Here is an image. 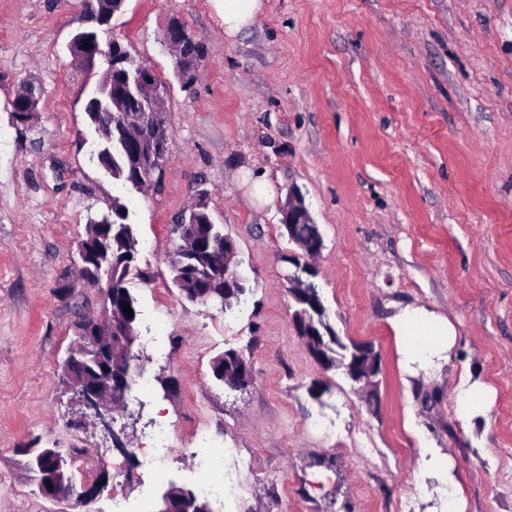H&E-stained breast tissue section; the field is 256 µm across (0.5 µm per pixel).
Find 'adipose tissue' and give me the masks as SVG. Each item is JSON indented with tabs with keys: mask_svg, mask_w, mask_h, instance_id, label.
<instances>
[{
	"mask_svg": "<svg viewBox=\"0 0 512 512\" xmlns=\"http://www.w3.org/2000/svg\"><path fill=\"white\" fill-rule=\"evenodd\" d=\"M394 326L417 336V343L406 351L405 356L409 362L426 370L434 368L436 359L449 352L455 343L452 324L423 308L402 309L394 318Z\"/></svg>",
	"mask_w": 512,
	"mask_h": 512,
	"instance_id": "adipose-tissue-1",
	"label": "adipose tissue"
}]
</instances>
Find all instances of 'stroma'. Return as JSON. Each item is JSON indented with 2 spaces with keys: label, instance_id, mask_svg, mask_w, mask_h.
<instances>
[{
  "label": "stroma",
  "instance_id": "stroma-1",
  "mask_svg": "<svg viewBox=\"0 0 512 512\" xmlns=\"http://www.w3.org/2000/svg\"><path fill=\"white\" fill-rule=\"evenodd\" d=\"M174 18L201 50L188 84L163 42ZM84 25L83 0H0V512H95L116 496L159 512L170 484H191L197 424L250 462L226 461L237 494L224 512H400L408 500L439 512L452 494L466 512H512V0H265L232 39L214 0H125L100 41L167 88L165 175L143 193L94 155L96 77L68 50ZM27 83L40 102L20 133L11 101ZM292 186L323 237L325 322L380 356L371 394L322 370L291 324L279 206ZM201 196L248 280L226 311L172 282L169 227ZM115 197L139 240L127 286L147 386L110 427L79 428L60 382L75 336L66 302L100 309L74 272L76 243ZM408 306L456 330L433 370L401 363L393 319ZM229 349L251 365L239 391L212 376ZM465 380L491 393L467 422L455 412ZM157 422L171 429L159 479L133 457ZM29 447L78 449L93 501L42 496ZM432 448L454 486L430 475Z\"/></svg>",
  "mask_w": 512,
  "mask_h": 512
}]
</instances>
